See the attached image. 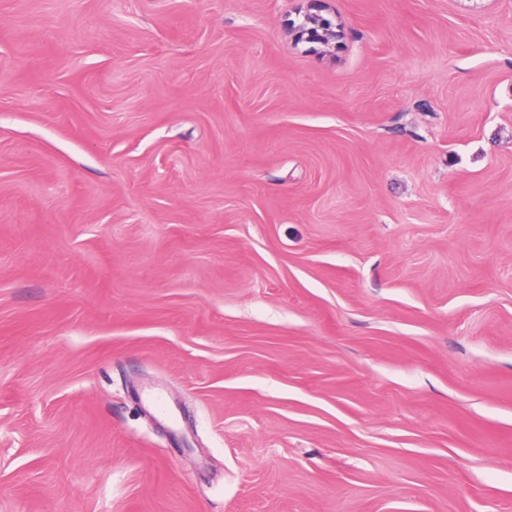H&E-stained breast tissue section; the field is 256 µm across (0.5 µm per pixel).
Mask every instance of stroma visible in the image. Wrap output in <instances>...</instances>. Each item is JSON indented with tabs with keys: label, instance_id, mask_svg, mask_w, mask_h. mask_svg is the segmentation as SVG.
<instances>
[{
	"label": "stroma",
	"instance_id": "35a3bbf8",
	"mask_svg": "<svg viewBox=\"0 0 512 512\" xmlns=\"http://www.w3.org/2000/svg\"><path fill=\"white\" fill-rule=\"evenodd\" d=\"M0 0V512H512V0ZM300 23L293 22L292 27L294 36L306 42H314L322 45H330L341 36V30L338 25L324 19L317 12H311V9L303 14Z\"/></svg>",
	"mask_w": 512,
	"mask_h": 512
}]
</instances>
